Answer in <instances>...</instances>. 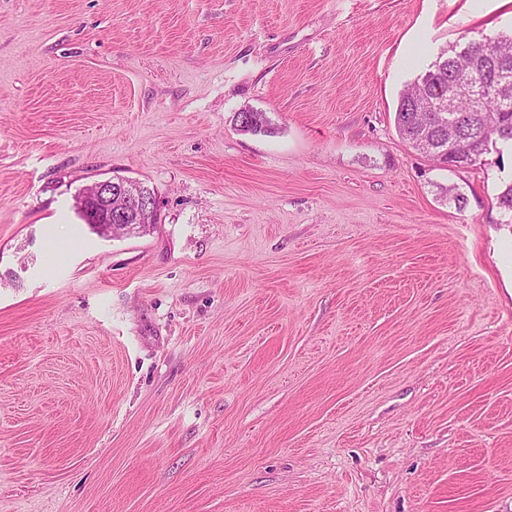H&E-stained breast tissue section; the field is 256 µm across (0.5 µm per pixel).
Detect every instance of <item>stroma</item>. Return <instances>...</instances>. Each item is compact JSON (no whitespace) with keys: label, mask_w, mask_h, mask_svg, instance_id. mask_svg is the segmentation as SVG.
Instances as JSON below:
<instances>
[{"label":"stroma","mask_w":512,"mask_h":512,"mask_svg":"<svg viewBox=\"0 0 512 512\" xmlns=\"http://www.w3.org/2000/svg\"><path fill=\"white\" fill-rule=\"evenodd\" d=\"M510 30L0 0V512H512V147L445 167L394 124L441 46ZM113 177L153 231L77 215ZM75 208L88 224L106 236H119L150 231L158 224L155 195L142 184L129 179L95 181L76 197ZM156 214L155 224H142Z\"/></svg>","instance_id":"obj_1"}]
</instances>
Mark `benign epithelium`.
<instances>
[{
    "instance_id": "7a95c632",
    "label": "benign epithelium",
    "mask_w": 512,
    "mask_h": 512,
    "mask_svg": "<svg viewBox=\"0 0 512 512\" xmlns=\"http://www.w3.org/2000/svg\"><path fill=\"white\" fill-rule=\"evenodd\" d=\"M75 208L92 228L106 236L147 231L153 225L144 220L158 213L155 195L140 182L123 178L93 182L79 192Z\"/></svg>"
}]
</instances>
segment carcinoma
<instances>
[{"label": "carcinoma", "instance_id": "1", "mask_svg": "<svg viewBox=\"0 0 512 512\" xmlns=\"http://www.w3.org/2000/svg\"><path fill=\"white\" fill-rule=\"evenodd\" d=\"M467 43L470 48L464 52L455 43L441 48L430 69L400 93L394 112L395 127L401 137L412 148L440 163L447 162L452 150L480 158L498 143L512 145V89L503 95L485 96L477 106L468 91L460 92L455 101V113L462 117L459 126L438 134L431 144L420 146L412 142V136L418 132L417 118L436 96L448 91V82L457 74L480 77L492 59L500 63L512 80V34L485 35Z\"/></svg>", "mask_w": 512, "mask_h": 512}]
</instances>
